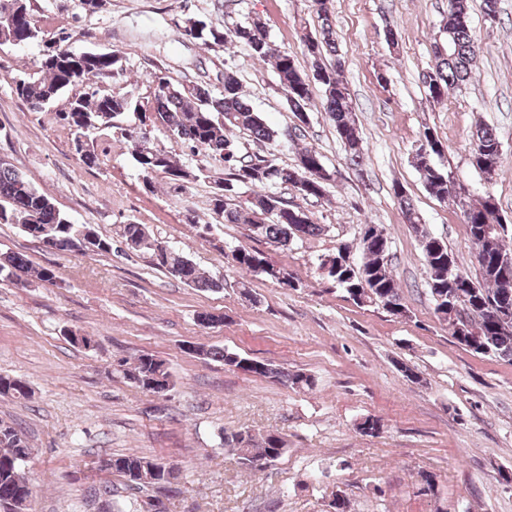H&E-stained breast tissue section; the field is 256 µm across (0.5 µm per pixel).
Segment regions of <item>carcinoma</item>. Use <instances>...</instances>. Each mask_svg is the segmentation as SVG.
I'll list each match as a JSON object with an SVG mask.
<instances>
[{
  "label": "carcinoma",
  "mask_w": 512,
  "mask_h": 512,
  "mask_svg": "<svg viewBox=\"0 0 512 512\" xmlns=\"http://www.w3.org/2000/svg\"><path fill=\"white\" fill-rule=\"evenodd\" d=\"M316 3L322 20L320 30L304 40L305 51L312 60L311 75L299 70L290 53L274 47L259 20L241 24L228 34L222 26L190 18L186 21L184 33L192 39L214 45H222L231 37L244 46L252 61L273 60L278 83L291 111L299 120L306 115V108L313 99V84H320L323 112L334 126L347 158L357 165L365 154L364 141L353 115L348 88L336 76L341 60L327 0H316ZM439 33L446 35L445 52L435 56L434 64L423 80L427 95L435 102L443 101L449 89L465 84L472 72L476 49L470 27L469 0H448V11L442 18ZM0 39L12 45L44 42L39 60L42 76L15 82V93L30 110L43 109L70 88L79 85L88 88V92L73 98L68 111L61 115V120L73 131L75 150L83 161L92 163L96 158L89 144L83 140L87 132L115 128L123 115L136 113L140 124L164 130L179 147L177 153L153 147L137 129L129 131L134 158L146 186H151L152 178L158 174H164L173 181L186 182L210 172L208 165L218 164L223 173L214 183L223 184V188L222 193H213L210 206L222 223L244 224L248 237L285 249L325 231V227L314 223L305 210L288 204L276 191L280 185H290L304 199L324 196L329 174L315 148H303L295 164L281 166L273 153H244L229 139V133L234 129L247 132L252 142L265 147L285 138V130L271 127L260 113L254 111L243 93L236 69H224V87L218 95L204 82L185 87L162 77L152 96L141 101L102 94L93 88V79L103 81L119 72L120 58L114 53H77L62 45L66 41L64 37L43 40L30 0H0ZM327 53L335 57L329 65L323 62ZM435 145L437 142L433 140L432 132L425 130L422 143L413 157V165L422 175L428 192L445 201L453 195L455 174L438 163L442 153L436 151ZM498 145L499 139L492 128L482 123L476 126L470 139V158L474 160L473 168L485 175L488 183L494 182L501 171V153L496 151ZM245 188L251 194L240 202L238 198ZM393 191L405 220L418 236L434 312L448 323L451 336L459 341L458 328L448 319V301L437 299V296L448 293V257L452 252L445 241L421 224L420 216L404 188L396 183ZM488 198L486 194L475 202L466 196L457 199L462 221L475 245L474 259L479 277H466L457 284L456 290L463 296L471 313L470 323L465 325V331L470 335L468 349L512 363V330H502L499 321L502 304L512 307V270L507 271L497 263L499 257L509 254V250L504 245L505 227L499 209L489 207ZM0 224H18L34 240L69 242L86 231L94 236L89 241L92 253H112V238L99 235L89 224L72 223L23 173L2 161ZM367 234L368 243L357 245L361 252L357 270H341L334 265L329 267L325 258L321 260L319 269L327 281L343 289L357 306L382 308L397 316L405 305L393 274L390 241L385 231L375 224L368 225ZM149 237L151 233L142 224L123 226L121 238L126 248L149 254L153 265L172 277L192 288L218 290L224 287V280L201 272L194 262L163 242L156 241L155 249L145 246L144 241ZM231 262L247 276H263L286 288L296 287L287 268L271 264L256 249L236 247L231 250ZM0 277L22 286L28 285L31 277L45 283L56 279L53 269L34 268L25 254L13 251L0 253ZM200 353L219 359L226 366L274 379L284 385L312 384L304 372H290L264 362L254 367L246 365L244 357L225 348H202ZM124 375L138 387L154 394L162 395L172 385L165 362L153 355H140ZM0 396L25 400L31 397V390L19 379L0 375ZM224 449L237 456L241 467L257 473L282 456L286 443L272 433L256 435L249 429H240L224 433ZM31 454L32 448L22 431L0 421V512H26L32 490L19 485L16 475L24 471ZM100 467L121 476L126 488L140 492L164 490L179 478V469L175 465L137 453L102 459ZM146 505L148 500L136 498L124 507L107 500L102 508L106 512H148Z\"/></svg>",
  "instance_id": "cac0c4a2"
}]
</instances>
